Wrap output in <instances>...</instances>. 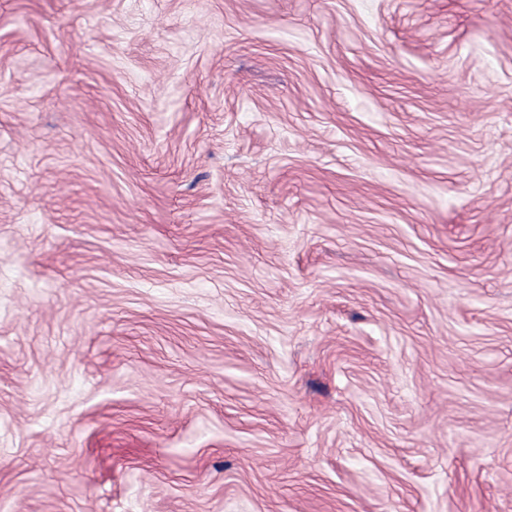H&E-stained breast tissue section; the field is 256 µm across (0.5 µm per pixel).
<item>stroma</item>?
I'll return each instance as SVG.
<instances>
[{
    "label": "stroma",
    "instance_id": "1",
    "mask_svg": "<svg viewBox=\"0 0 512 512\" xmlns=\"http://www.w3.org/2000/svg\"><path fill=\"white\" fill-rule=\"evenodd\" d=\"M5 512H512V0H0Z\"/></svg>",
    "mask_w": 512,
    "mask_h": 512
}]
</instances>
